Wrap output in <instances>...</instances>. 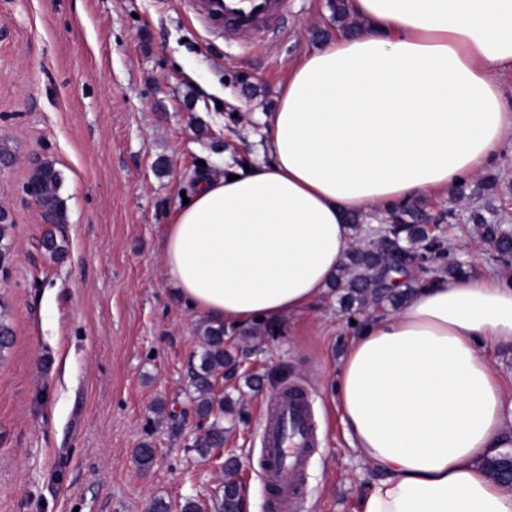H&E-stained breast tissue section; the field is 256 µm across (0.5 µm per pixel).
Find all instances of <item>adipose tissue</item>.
<instances>
[{"label":"adipose tissue","instance_id":"ef3b65f1","mask_svg":"<svg viewBox=\"0 0 512 512\" xmlns=\"http://www.w3.org/2000/svg\"><path fill=\"white\" fill-rule=\"evenodd\" d=\"M355 33L304 55L265 121L267 159L202 174L166 227L179 297L225 327L281 323L324 298L348 218L445 191L512 140V0H350ZM512 347V283L435 278L373 315L337 370L346 434L379 475L359 512H512L482 464L512 447L477 346Z\"/></svg>","mask_w":512,"mask_h":512}]
</instances>
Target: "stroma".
Returning a JSON list of instances; mask_svg holds the SVG:
<instances>
[{
    "label": "stroma",
    "mask_w": 512,
    "mask_h": 512,
    "mask_svg": "<svg viewBox=\"0 0 512 512\" xmlns=\"http://www.w3.org/2000/svg\"><path fill=\"white\" fill-rule=\"evenodd\" d=\"M280 26L243 47L212 34L188 0H0V308L14 331L0 353V512H148L157 498L178 512L219 491L221 469L189 449L207 426L188 377L204 318L166 279L162 241L199 170L265 158L260 113L301 54L339 29L330 0H286ZM45 161L67 204L59 257L24 190ZM464 187L416 197L429 235L469 277L512 280L473 220L512 230V142ZM342 295L328 288L277 334H225L233 361L219 387L238 412L224 419L223 454L239 460L249 512H273L260 435L291 384L312 400L318 440L298 512H358L376 477L335 409L339 359L374 310L345 308ZM144 442L155 450L146 470L133 459Z\"/></svg>",
    "instance_id": "stroma-1"
}]
</instances>
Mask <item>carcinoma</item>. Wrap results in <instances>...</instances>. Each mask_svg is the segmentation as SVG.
<instances>
[{
  "instance_id": "1",
  "label": "carcinoma",
  "mask_w": 512,
  "mask_h": 512,
  "mask_svg": "<svg viewBox=\"0 0 512 512\" xmlns=\"http://www.w3.org/2000/svg\"><path fill=\"white\" fill-rule=\"evenodd\" d=\"M332 18L346 24L348 29L358 24L348 19L345 0H334L331 4ZM29 181L40 184L42 193L39 206L53 217V223L65 222V202L59 195L60 173L49 163L36 166ZM427 220L423 211L415 206L403 204L392 210L386 217L388 227L376 238H364L351 250L347 261L339 269L334 286L346 290V298L362 309L369 305H391L397 307L420 284L406 280L395 282L391 288H376L382 269L388 261L392 246L399 248L401 265L393 270L397 275H410L413 270H426L433 264L445 269L448 276L461 278L465 275L463 265L455 258L452 248L440 238L429 237L423 227ZM481 237L499 256L504 259L512 255V231L501 224H490L484 217L477 218ZM203 340L199 362L190 368L189 383L193 389L192 401L203 419H210L204 434L195 439L190 449L201 457H208L214 449L224 447V416L233 415L231 399L219 392L217 381L224 374V366L231 362V356L224 350V326L207 323L201 328ZM512 457L506 452L487 459L483 466L489 476L503 485H511L505 461ZM222 492L211 500L208 512H238L240 482L237 480L238 464L228 460L224 464Z\"/></svg>"
}]
</instances>
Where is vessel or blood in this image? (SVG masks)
I'll list each match as a JSON object with an SVG mask.
<instances>
[{"mask_svg":"<svg viewBox=\"0 0 512 512\" xmlns=\"http://www.w3.org/2000/svg\"><path fill=\"white\" fill-rule=\"evenodd\" d=\"M195 15L210 26L249 37L268 30L280 18L284 0H190ZM313 427L307 396L292 388L289 398L279 400L262 429L265 449L263 476L275 492L281 512H296L300 491L279 477L282 467L299 471L312 451Z\"/></svg>","mask_w":512,"mask_h":512,"instance_id":"b4317fda","label":"vessel or blood"}]
</instances>
